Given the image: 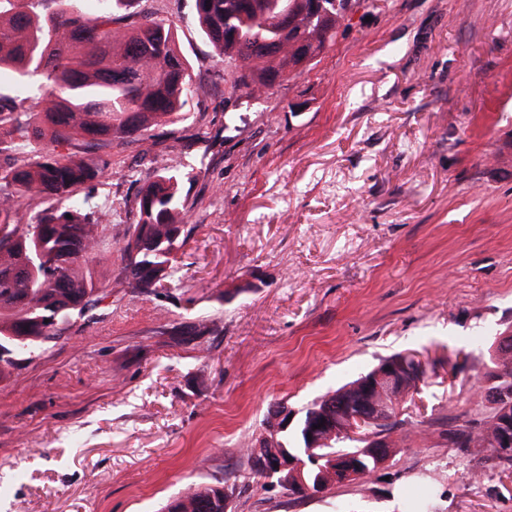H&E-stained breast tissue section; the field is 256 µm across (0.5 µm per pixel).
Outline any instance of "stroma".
Instances as JSON below:
<instances>
[{
	"label": "stroma",
	"mask_w": 512,
	"mask_h": 512,
	"mask_svg": "<svg viewBox=\"0 0 512 512\" xmlns=\"http://www.w3.org/2000/svg\"><path fill=\"white\" fill-rule=\"evenodd\" d=\"M180 13L197 96L104 154V298L0 377V512H159L235 481L230 512H512V473L448 443L512 334V0H351L336 37L260 96ZM191 173L170 290L118 286L139 186ZM427 375L369 477L293 499L253 479L270 405L301 411L398 353ZM481 480H473V472Z\"/></svg>",
	"instance_id": "stroma-1"
}]
</instances>
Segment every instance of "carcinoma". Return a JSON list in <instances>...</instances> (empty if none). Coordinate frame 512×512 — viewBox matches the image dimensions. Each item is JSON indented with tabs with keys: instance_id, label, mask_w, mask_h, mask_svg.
Here are the masks:
<instances>
[{
	"instance_id": "1",
	"label": "carcinoma",
	"mask_w": 512,
	"mask_h": 512,
	"mask_svg": "<svg viewBox=\"0 0 512 512\" xmlns=\"http://www.w3.org/2000/svg\"><path fill=\"white\" fill-rule=\"evenodd\" d=\"M140 0H19L7 17L0 16V72L18 77L17 94H0V343L21 337L24 345L54 339L74 314H83L103 299L94 267L112 261V242L105 234L112 205L81 189L104 178V167L86 157L89 150L109 152L116 142H133L142 132L165 127L197 95L193 66L184 54L177 25L154 11L136 9ZM203 38L234 62L232 87L254 96L273 88L275 80L296 74L289 63L317 59L336 33L320 19L305 15L285 33L280 16L291 0H192ZM41 75L46 91L31 95L26 78ZM178 163L162 168L137 194L121 252V283L141 293L139 266L163 267L171 283L176 245L184 242L188 209L181 194L186 175ZM37 200L43 207L29 220L18 201ZM314 401L297 423L271 443V422L246 448L253 477L256 455L286 453L306 457V432L312 422L336 417L341 406L357 403L364 385L384 366ZM512 374V336L491 344L489 369ZM419 375L398 392L389 422L370 430L392 434ZM512 419L503 408L484 406L477 419L448 430V439L464 454H485L492 467L512 470V455L495 445L501 421ZM319 451L323 460L307 472L330 479L332 456L358 457L363 475L376 470L367 440ZM233 487L193 485L175 496L162 512H227Z\"/></svg>"
}]
</instances>
